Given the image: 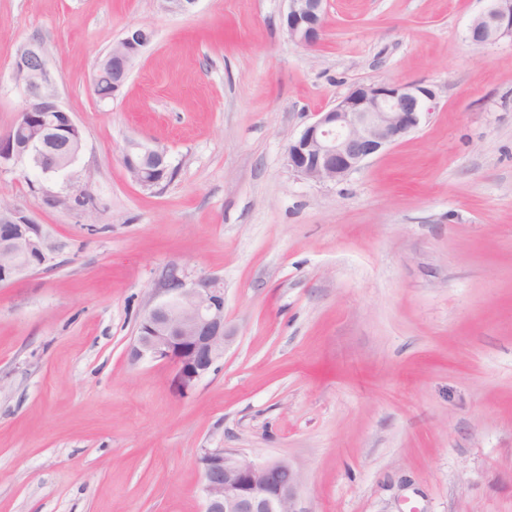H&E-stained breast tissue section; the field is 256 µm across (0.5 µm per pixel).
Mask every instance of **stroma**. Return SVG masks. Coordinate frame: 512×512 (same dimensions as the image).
Listing matches in <instances>:
<instances>
[{
  "label": "stroma",
  "mask_w": 512,
  "mask_h": 512,
  "mask_svg": "<svg viewBox=\"0 0 512 512\" xmlns=\"http://www.w3.org/2000/svg\"><path fill=\"white\" fill-rule=\"evenodd\" d=\"M486 6L328 0L309 49L286 0H0V135L27 46L83 131L58 174L0 168L57 246L0 286V512H202L207 448L289 463L299 512H512V40L471 44ZM384 82L434 89L416 130L340 181L289 169L315 113ZM130 140L170 183L131 180ZM82 192L94 210L60 205ZM173 272L221 277L234 332L189 387L130 357ZM153 30L148 27L132 29L109 51V54L102 60L101 65L110 62L117 70L119 77L127 81L134 60L141 54L142 50L151 42ZM152 157L153 160L167 161L166 153L156 147H149L141 142L131 140L127 143L123 154L122 164L131 179L138 185H144L142 168L138 162H145L146 159ZM173 171L167 167L159 168L156 164L148 165L147 171L144 173L145 185L147 189H152L169 182L172 179Z\"/></svg>",
  "instance_id": "35a3bbf8"
}]
</instances>
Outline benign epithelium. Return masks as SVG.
Listing matches in <instances>:
<instances>
[{"label":"benign epithelium","mask_w":512,"mask_h":512,"mask_svg":"<svg viewBox=\"0 0 512 512\" xmlns=\"http://www.w3.org/2000/svg\"><path fill=\"white\" fill-rule=\"evenodd\" d=\"M283 27L288 38L306 48L316 46L324 32L326 0H286ZM470 39L485 46L512 39V0H489L486 9L472 22ZM153 30L132 29L105 56L119 77L128 79L134 60L151 42ZM16 73L24 84L25 106L16 126L30 128L36 135L19 145L9 132L0 136V166L26 161L44 175L61 172L73 158L47 152L44 139L56 127L62 111L54 79L41 50L24 49ZM435 92L414 82L360 85L291 140L286 148L288 167L317 181H338L356 170L368 157L397 143L412 131L429 111ZM148 158L165 161L166 153L138 141L127 143L122 164L131 179L143 185L140 163ZM53 251L43 225L33 224L17 234L14 220L0 213V253L14 256L33 248ZM31 271L19 261L0 270V283H9ZM162 299L145 314L138 326L132 357L149 358L173 365L182 383L190 386L208 374L224 357L233 340V330L224 316V283L217 276L190 283L175 275L160 286ZM199 463L204 512H300L297 509L298 473L280 461L255 463L234 457L222 448H206Z\"/></svg>","instance_id":"7a95c632"}]
</instances>
